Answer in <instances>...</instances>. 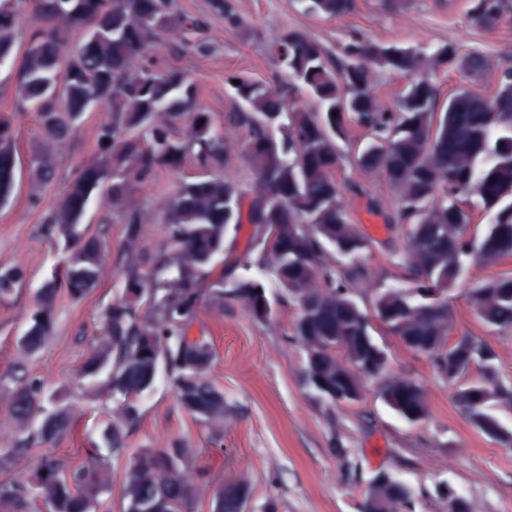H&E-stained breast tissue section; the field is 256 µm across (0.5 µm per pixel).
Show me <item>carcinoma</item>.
<instances>
[{"mask_svg":"<svg viewBox=\"0 0 512 512\" xmlns=\"http://www.w3.org/2000/svg\"><path fill=\"white\" fill-rule=\"evenodd\" d=\"M298 2L325 18L355 8V0ZM210 6L225 27L242 26L229 0ZM507 8L506 0H474L473 22L492 26ZM27 15L39 27L21 51L17 32ZM199 28L178 0H0V64L20 58L15 111L36 112L41 129L42 147L29 166V204L41 209L42 231L61 252L57 271L36 290L18 345L27 356L39 353L60 295L81 300L101 281L109 245L88 232L83 219L93 196L104 193L124 224L128 263L115 270L123 288L103 311L82 372L86 386L111 402L98 439L116 456L140 419L143 396L162 374L185 412L216 434L223 429L224 392L209 378L211 347L203 336L189 340L205 299L220 308L226 300L241 301L259 322L285 304L304 309L294 335L319 337L312 368L323 381L311 393L334 405L336 352L369 357L377 346L371 319L398 338L432 336L431 318L449 314L437 293L456 288L466 259L512 262L511 71L502 73L491 98L460 88L442 99L437 69L481 71L486 61L449 44L427 54L358 35L334 59L305 32L287 31L272 46L279 67L274 80L226 79L244 103L232 125L246 130L253 175L246 189L228 173L236 145L199 106L196 82L161 68L153 53L162 34L186 36ZM375 67L406 80L394 109L377 100ZM297 90L313 106L288 109ZM89 112L99 113L94 155L44 208L41 189L56 177V157ZM350 124L365 131L357 164L381 176L394 197L404 245L392 255L404 286H377L361 261L371 239L341 202L335 171ZM16 139L15 115L0 113V207L17 186ZM189 156L203 175L156 199L164 256L143 270L136 260L144 251L147 217L132 203V192L156 183L163 171H177ZM472 196L492 215L478 241L468 235ZM246 224L253 231L237 254L226 242ZM252 266L272 277L275 290L246 274ZM27 280L21 265L0 267V301ZM361 287L370 295L369 310L356 296ZM469 300L483 326H512V271L470 288ZM419 353L440 376L459 382L457 401L477 430L512 441L490 411L504 396L490 345L464 336L448 353L438 343L420 345ZM386 403L403 419L417 407L409 392L390 394ZM10 413L22 437L0 443V466L52 443L69 426L64 392L49 390L38 377H20ZM193 454L180 440L138 453L122 475L125 512H192L201 493L211 495L212 512H237L235 499H224V487L189 469ZM110 482L103 458L66 469L43 456L30 478L0 482V512H26L33 499L52 512H85L99 505Z\"/></svg>","mask_w":512,"mask_h":512,"instance_id":"1","label":"carcinoma"}]
</instances>
